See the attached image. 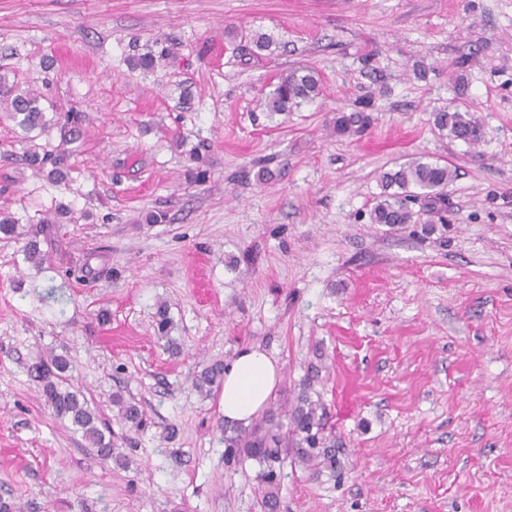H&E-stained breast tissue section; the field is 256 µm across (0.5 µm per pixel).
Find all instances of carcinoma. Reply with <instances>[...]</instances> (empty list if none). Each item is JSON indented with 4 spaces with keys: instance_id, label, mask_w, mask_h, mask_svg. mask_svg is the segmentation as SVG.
I'll return each mask as SVG.
<instances>
[{
    "instance_id": "carcinoma-1",
    "label": "carcinoma",
    "mask_w": 512,
    "mask_h": 512,
    "mask_svg": "<svg viewBox=\"0 0 512 512\" xmlns=\"http://www.w3.org/2000/svg\"><path fill=\"white\" fill-rule=\"evenodd\" d=\"M253 52L272 55L278 49L276 41L266 33H255L251 38ZM318 75L310 69H292L281 74L274 89L261 101L265 111L284 114L302 100H312L320 94ZM39 94L29 88L20 90L0 76V105H5L10 117L28 133L35 130L44 134L49 130L42 110L37 106ZM435 126L451 141L476 145L483 137V125L473 111L465 109L442 110L435 114ZM370 124L364 112H338L333 130L338 136L356 135ZM25 165L37 173L46 171L54 163L52 151L34 147L23 155ZM48 172V171H46ZM65 174L57 169L48 172L54 183ZM455 178V171L446 164L413 157L380 174L382 192L370 212L371 222L389 226L416 223V212L411 203L424 199L434 210L446 205L445 188ZM0 235L6 239L25 240V260L39 267L45 261L42 244L52 243V228L29 230L16 223L7 212L0 213ZM71 364L63 354L50 351L37 357L32 367L35 378L42 383V393L53 416L68 422L75 433L81 434L84 447L91 448L102 459H110L119 467L129 466V457L112 442L109 424L92 408L83 392L70 385L68 372ZM224 382V361L215 359L203 365L194 378V388L209 396ZM324 386L321 368L310 365L293 395L277 400L254 422L247 426L224 424V447L232 459L252 460L259 470L256 478L261 486L262 506L265 512H278L281 480L284 466L299 463L318 477L339 476L336 439L326 434V406L318 387ZM112 406L117 409L119 421L128 429L140 431L147 426V417L141 407L124 398L112 395Z\"/></svg>"
}]
</instances>
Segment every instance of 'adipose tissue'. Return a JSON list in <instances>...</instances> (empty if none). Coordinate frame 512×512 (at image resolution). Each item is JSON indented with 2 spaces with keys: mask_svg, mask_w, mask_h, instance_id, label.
Instances as JSON below:
<instances>
[{
  "mask_svg": "<svg viewBox=\"0 0 512 512\" xmlns=\"http://www.w3.org/2000/svg\"><path fill=\"white\" fill-rule=\"evenodd\" d=\"M281 380V365L264 350H240L224 373L220 391L225 423L249 425L265 410Z\"/></svg>",
  "mask_w": 512,
  "mask_h": 512,
  "instance_id": "adipose-tissue-1",
  "label": "adipose tissue"
}]
</instances>
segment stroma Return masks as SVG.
<instances>
[{
	"mask_svg": "<svg viewBox=\"0 0 512 512\" xmlns=\"http://www.w3.org/2000/svg\"><path fill=\"white\" fill-rule=\"evenodd\" d=\"M256 32L274 55H252ZM157 42L172 55L132 70ZM302 67L321 95L264 112ZM0 73L66 121L48 139L68 174L21 164L0 109V211L56 230L39 267L0 239V498L263 512L257 465L225 457L219 397L193 387L204 362L258 346L279 398L322 350L342 448L341 480L285 468L279 512H512V0H0ZM451 106L474 110L479 144L440 136ZM363 109L364 132L336 136V113ZM416 156L457 173L445 223L426 231L420 201V223H372L380 173ZM50 349L128 469L45 405L30 370ZM119 388L144 430L116 420Z\"/></svg>",
	"mask_w": 512,
	"mask_h": 512,
	"instance_id": "stroma-1",
	"label": "stroma"
}]
</instances>
